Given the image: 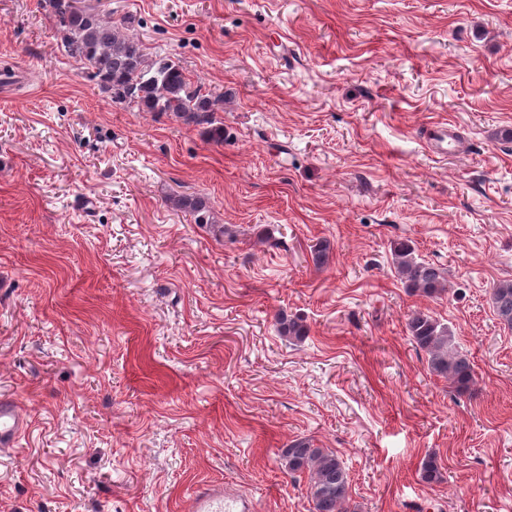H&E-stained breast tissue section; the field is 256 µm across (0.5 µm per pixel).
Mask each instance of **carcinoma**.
<instances>
[{"label": "carcinoma", "mask_w": 512, "mask_h": 512, "mask_svg": "<svg viewBox=\"0 0 512 512\" xmlns=\"http://www.w3.org/2000/svg\"><path fill=\"white\" fill-rule=\"evenodd\" d=\"M40 7L53 21L65 53L83 65L89 80L111 94L113 103L172 115L188 125L206 127L212 141H224V125L214 117L224 97L191 81L173 55L146 52L127 25L112 23L110 13L81 8L77 0H40ZM172 205L192 215L196 224L214 223L212 208L203 197L178 196L172 199ZM391 251L396 273L411 292L435 297L445 291V271L416 255L409 242H395ZM491 299L500 323L512 329V282L504 281L493 288ZM275 325L281 336L293 342L303 341L308 333L302 320L284 313L276 315ZM406 329L415 345L426 353L433 374L448 380L449 387L460 395L474 390L472 363L454 345L447 326L418 311L409 316ZM280 458L291 477L307 476L312 512H347L348 472L334 451L299 438L281 449ZM421 478L428 484L442 480L435 456L422 460Z\"/></svg>", "instance_id": "1"}]
</instances>
